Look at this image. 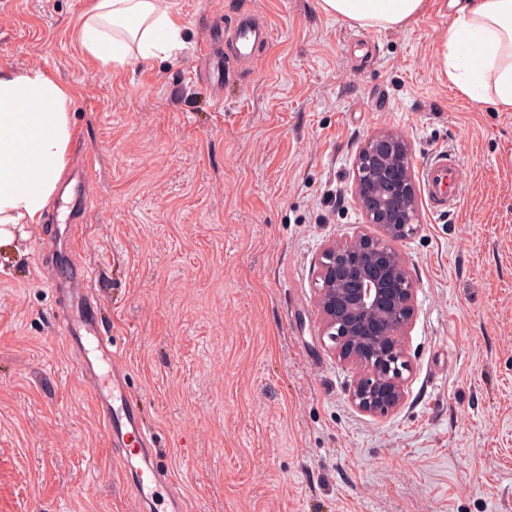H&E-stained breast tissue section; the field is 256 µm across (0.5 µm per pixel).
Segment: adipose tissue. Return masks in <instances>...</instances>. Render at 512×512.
<instances>
[{
	"mask_svg": "<svg viewBox=\"0 0 512 512\" xmlns=\"http://www.w3.org/2000/svg\"><path fill=\"white\" fill-rule=\"evenodd\" d=\"M326 15L392 30L422 16L427 0H320ZM103 71L165 58L182 27L167 0H91L77 30ZM442 70L474 101L512 112V0H464L441 43ZM72 90L38 67L0 66V245L20 224L42 223L67 166Z\"/></svg>",
	"mask_w": 512,
	"mask_h": 512,
	"instance_id": "obj_1",
	"label": "adipose tissue"
}]
</instances>
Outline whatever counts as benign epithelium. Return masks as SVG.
<instances>
[{
	"instance_id": "1",
	"label": "benign epithelium",
	"mask_w": 512,
	"mask_h": 512,
	"mask_svg": "<svg viewBox=\"0 0 512 512\" xmlns=\"http://www.w3.org/2000/svg\"><path fill=\"white\" fill-rule=\"evenodd\" d=\"M412 148L389 131L369 136L354 162V195L366 223L383 235L324 246L316 271L321 336L339 360L360 371L351 399L387 414L404 399L402 339L414 315L416 287L397 243L417 230Z\"/></svg>"
}]
</instances>
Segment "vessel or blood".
I'll return each instance as SVG.
<instances>
[{
    "instance_id": "obj_1",
    "label": "vessel or blood",
    "mask_w": 512,
    "mask_h": 512,
    "mask_svg": "<svg viewBox=\"0 0 512 512\" xmlns=\"http://www.w3.org/2000/svg\"><path fill=\"white\" fill-rule=\"evenodd\" d=\"M233 42L237 56L254 57L256 51L267 45L270 31L267 26L252 22L240 23L234 30ZM200 54L205 62L207 76L215 86L224 83V56L212 42H203ZM423 189L430 208L445 213L453 206L462 188V170L455 156L441 151L431 156L422 168ZM75 203L71 208L66 237L67 247H74L84 227L89 204L86 173L67 178ZM91 273L80 268L76 279L61 281L52 277L47 287L65 295L69 301L68 316L63 328V339L78 360L82 378L91 380L94 401L102 415L105 430L111 443L122 446V469L126 476V488L141 512H154L157 504H164V512H186L183 497L168 491L166 497H158L160 473L157 454L149 444L140 408L134 401L126 383V370L121 357L112 348L109 337L100 335L92 300L85 293V285Z\"/></svg>"
}]
</instances>
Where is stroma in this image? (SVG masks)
<instances>
[{"mask_svg": "<svg viewBox=\"0 0 512 512\" xmlns=\"http://www.w3.org/2000/svg\"><path fill=\"white\" fill-rule=\"evenodd\" d=\"M184 45L102 72L74 32L89 0H0V64L72 88L68 172L92 167L86 234L102 335L189 512H512V112L442 72L456 10L432 0L397 29L318 0H170ZM258 18L255 59H224L216 99L205 28ZM380 130L414 169L455 151L447 215L419 203L399 242L416 285L401 407L351 400L354 368L320 337L325 243L380 237L354 159ZM51 222L0 246V512H134L88 385L59 339L73 266Z\"/></svg>", "mask_w": 512, "mask_h": 512, "instance_id": "1", "label": "stroma"}]
</instances>
